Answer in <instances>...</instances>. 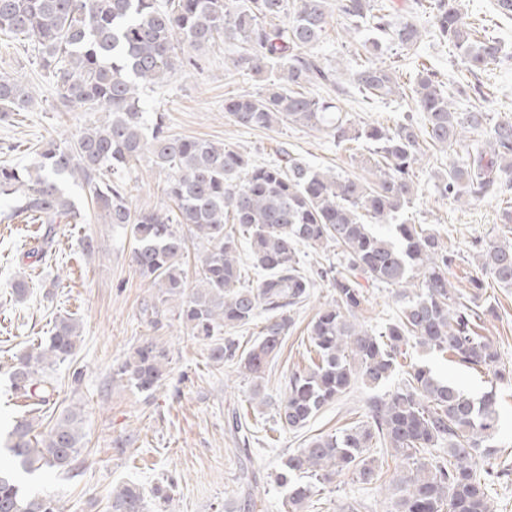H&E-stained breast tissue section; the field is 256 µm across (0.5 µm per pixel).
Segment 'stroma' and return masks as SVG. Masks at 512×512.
<instances>
[{
    "mask_svg": "<svg viewBox=\"0 0 512 512\" xmlns=\"http://www.w3.org/2000/svg\"><path fill=\"white\" fill-rule=\"evenodd\" d=\"M462 9L479 19L487 37L498 40L505 52L503 62L484 76L483 96L475 104L493 120L510 119L512 20L497 15L494 0H462ZM416 21L424 32L416 45L407 49L391 45L373 59L374 64L397 71L399 95L371 100L352 93L340 106L353 126L377 121L391 127L414 111L408 82L422 68L437 70L445 80L465 81L466 73L451 47L432 33L430 16L417 14ZM371 36L368 26L350 25L334 13L318 51L345 82L364 63L360 45ZM238 50V42L216 38L203 52V70L175 74L148 94L151 109L164 113L173 134L223 144L253 164L272 162L285 149L333 174L374 180L376 170L367 161L370 149L364 142L339 146L325 132L299 125L235 126L224 112L225 98L263 93L271 82L269 75L234 68L232 59ZM0 73L21 80L33 96L29 111L0 121V163L27 165L42 143L74 137L96 119L79 109H57L53 85L24 52L20 38L0 35ZM451 160L449 152L426 148L413 170L418 192L400 218L432 230L454 253L448 280L483 307L479 333L497 349L498 368L512 372V288L481 277L476 260L482 241L502 238L503 215L512 210V190L464 205L442 199L434 181L437 174L447 172ZM118 177L126 183L133 207L170 209L164 195L166 174L148 159ZM67 189L85 221L56 225L52 240L44 238L45 225L27 215L0 221V443L9 444L18 418L30 417L35 435L42 436L65 410L78 406L83 413L80 454L71 471L27 479L29 490L54 496L61 512H112L113 487L130 480L148 493L147 512H224L225 502L247 498L252 501L249 512H287L288 490L277 486L273 476L289 450L363 421L364 401L370 394L364 385H356L297 431L277 423L289 374L308 369L316 358L309 325L334 296L329 274L345 268L341 250L299 247V265L315 275L316 286L310 299L294 311V324L261 380L268 402L258 405L251 399V377L231 364H210L205 345L180 324L175 303L161 306L157 321H150L143 309L156 290L131 265L132 241L120 229L101 222L78 185L68 184ZM88 235L97 245L92 253L82 246ZM478 278L483 281L479 287L474 284ZM19 279L27 284L21 299L14 294ZM361 288L360 322L379 329L398 317L402 302L396 289L367 280ZM63 317L78 325L76 350L63 364L47 370L55 392L34 411L27 399L14 393L9 374L21 354L46 339L55 321ZM146 339L162 343L170 358L168 376L149 396L113 377L125 355ZM403 351L391 385L401 384L409 365L419 364L468 394L495 391L501 428L494 440L498 453L491 461L496 475L493 509L512 512V383L496 382L492 370L468 366L412 342ZM235 413L245 415L251 424L253 439L246 453L240 452L229 432L228 422ZM129 435L133 443L117 451L116 441ZM379 465L381 478L372 485L360 484L350 473L316 484L305 512H341L340 505L348 498L360 503L359 512H386L389 486L401 461L386 454ZM158 484L170 487V501L151 498Z\"/></svg>",
    "mask_w": 512,
    "mask_h": 512,
    "instance_id": "stroma-1",
    "label": "stroma"
}]
</instances>
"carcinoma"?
Segmentation results:
<instances>
[{"label":"carcinoma","instance_id":"obj_1","mask_svg":"<svg viewBox=\"0 0 512 512\" xmlns=\"http://www.w3.org/2000/svg\"><path fill=\"white\" fill-rule=\"evenodd\" d=\"M431 5L436 35L453 45L473 77L455 87L454 95L481 94L479 76L504 58L500 43L479 35V24L463 12L460 0ZM335 7L343 18L369 25L402 48L421 38L414 17L397 14L382 0H335ZM329 9V0H0V34L20 35L32 46L61 106L105 111L103 121L92 122L72 140L49 142L33 163L0 164V199L14 203L12 214L26 213L48 225L51 234L57 223L84 222L65 188L69 181L79 185L104 223L131 238L135 270L157 288L151 312L178 301V319L208 347L209 361L235 364L256 380L252 400L266 404L259 379L294 324L293 307L315 286L298 267V246L342 248L348 272L332 277L336 298L317 312L309 330L318 361L289 375L284 388L279 423L290 430L304 428L358 382L384 385L411 340L472 366L493 368L499 360L492 343L475 331L477 306L448 282L454 258L437 235L402 222L397 237H387L375 225L391 223L412 203L413 167L423 155L424 135L443 151L456 145L464 152L435 182L441 197L476 201L511 190L512 121L493 123L479 110L456 111L441 90L440 73L425 68L412 81L422 124L408 115L392 128L352 127L335 101L352 88L384 100L400 85L394 70L372 63L354 70L352 88L338 81L337 69L316 51ZM220 35L241 45L234 67L278 70L267 92L224 100L235 124L270 128L286 122L324 131L338 143L366 140L373 145L376 181L342 178L289 155L252 165L222 144L170 133L163 113L146 111L144 90L198 68L200 52ZM306 86L330 88L336 99L301 92ZM32 101L25 84L0 74V120L27 110ZM466 132L477 139L462 143ZM145 156L166 173L173 218L132 208L126 184L112 180L113 169ZM230 222L247 229L253 263L266 271L255 287L241 285ZM190 234L205 243L193 285L182 268ZM479 254L481 270L497 285L512 288V243L486 242ZM359 276L400 289V316L382 332L358 320ZM261 310L270 316L248 351H240L232 338L217 337L225 328L249 324ZM77 338L72 319H59L45 345L13 366L14 390L34 405L46 403L54 387L44 368L65 362ZM169 364L166 348L146 340L115 375L150 395ZM365 418L288 453L276 477L288 487V512H302L312 495L303 477L330 481L350 471L363 483L376 480L373 448L391 450L407 464L390 512H494L493 474L482 462L497 453L491 444L499 423L495 394L472 398L430 368L413 365L401 386L368 398ZM81 423L82 411L69 410L38 440L31 436V420L16 422L14 441L5 448L8 463L0 464V512H59L54 497L30 492L22 476L71 470ZM145 510L138 486L113 488L112 512Z\"/></svg>","mask_w":512,"mask_h":512}]
</instances>
